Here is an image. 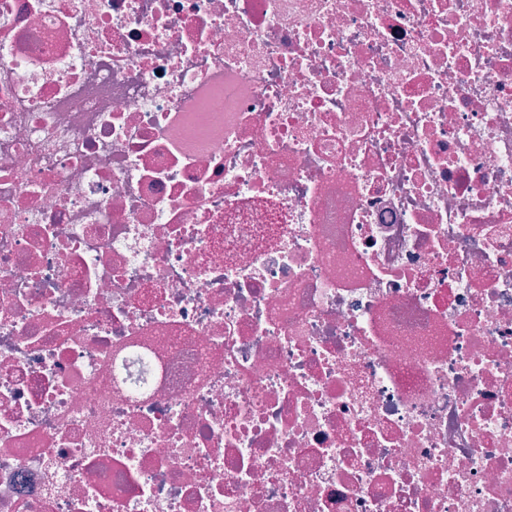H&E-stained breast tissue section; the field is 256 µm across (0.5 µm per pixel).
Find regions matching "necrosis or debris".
Wrapping results in <instances>:
<instances>
[{
  "instance_id": "1",
  "label": "necrosis or debris",
  "mask_w": 512,
  "mask_h": 512,
  "mask_svg": "<svg viewBox=\"0 0 512 512\" xmlns=\"http://www.w3.org/2000/svg\"><path fill=\"white\" fill-rule=\"evenodd\" d=\"M0 512H512V0H0Z\"/></svg>"
}]
</instances>
